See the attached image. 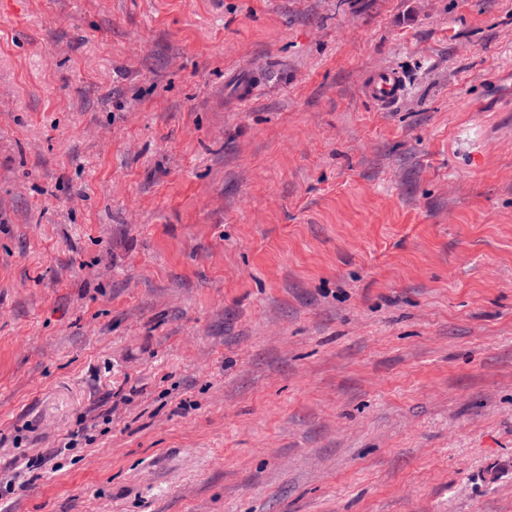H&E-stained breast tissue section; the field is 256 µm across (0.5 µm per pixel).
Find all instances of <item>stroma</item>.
<instances>
[{"label": "stroma", "mask_w": 512, "mask_h": 512, "mask_svg": "<svg viewBox=\"0 0 512 512\" xmlns=\"http://www.w3.org/2000/svg\"><path fill=\"white\" fill-rule=\"evenodd\" d=\"M8 480L512 512V0H6ZM374 100L383 108L398 102L403 94V82L399 73L390 70L378 72L370 86Z\"/></svg>", "instance_id": "obj_1"}]
</instances>
